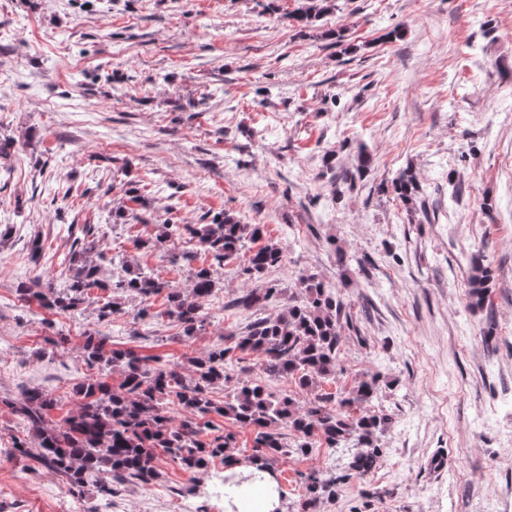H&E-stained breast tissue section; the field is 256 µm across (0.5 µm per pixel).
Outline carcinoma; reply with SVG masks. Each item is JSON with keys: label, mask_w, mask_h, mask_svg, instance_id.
Instances as JSON below:
<instances>
[{"label": "carcinoma", "mask_w": 512, "mask_h": 512, "mask_svg": "<svg viewBox=\"0 0 512 512\" xmlns=\"http://www.w3.org/2000/svg\"><path fill=\"white\" fill-rule=\"evenodd\" d=\"M336 7L337 0H304L291 18L306 31ZM334 158L332 152L325 153V168L333 172V182L340 185L354 183L370 166V156L363 148L353 170L336 171ZM391 187L406 204L425 207L411 169L398 173ZM201 220L203 223L193 227L170 222L159 225L156 243L173 242L187 231L198 239L212 264L222 267L263 237V225L244 224L226 211L206 213ZM285 260L283 247L268 241L250 251L243 274L258 281L270 270L282 267ZM104 261L99 240L88 234L72 245L73 275L65 291L23 285L19 292L42 309L67 311L97 287L110 292L109 299L98 307L101 319L123 312L121 299L126 294L146 300L163 294L167 301L165 315L182 326L185 336L203 330L202 300L215 288L212 268L196 270L189 287L177 288L127 267L123 275L103 281L100 272ZM470 265L472 304L481 307L487 297L489 270L480 255L471 257ZM279 294L277 285L265 282L243 292L235 306L260 311ZM347 323L348 313L340 294L315 275L303 274L287 308L255 318L239 335L226 336L204 356L189 359L188 376L181 364L151 365L130 350L106 347L100 337L90 333L82 346L83 360L91 369L103 364L118 370L122 377L118 389H112L100 374L89 376L74 390L77 410L58 423L50 414L60 406V399L48 390L29 388L17 398L3 400L28 428L27 434L15 438L14 448L59 473L73 488H82L89 477H95L97 494L108 497L116 484L151 483L157 476L154 459L158 448L187 472L204 473L218 458L223 460L225 470H233L237 460L226 451L235 444L236 434L215 426L212 416L216 415L234 427L254 431L252 464L260 471L278 459L306 457L318 444L344 448L353 441L360 451L351 456L347 470L363 475L376 466L381 453L379 438L391 422L388 415L366 409L378 398L377 378L364 377L337 394L318 391L323 382L336 378L342 331ZM237 351L259 353L260 369L266 378L291 380L298 392L309 393L312 398L301 403L297 392L277 394L255 380L235 388L225 396L224 403H215L210 389L229 381L227 366ZM171 402L186 412L177 426L172 425L166 412ZM284 422L292 432L291 443L279 431ZM303 479L306 494L299 512H314L320 501L336 499L337 480L326 479L316 470L303 474Z\"/></svg>", "instance_id": "carcinoma-1"}]
</instances>
